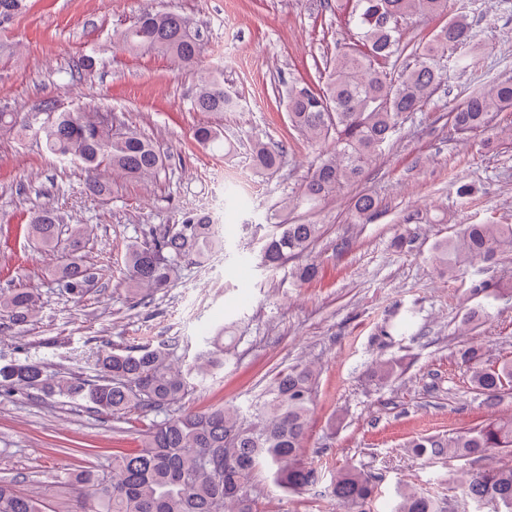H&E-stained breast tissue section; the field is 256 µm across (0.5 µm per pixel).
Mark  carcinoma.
<instances>
[{
    "label": "carcinoma",
    "instance_id": "cac0c4a2",
    "mask_svg": "<svg viewBox=\"0 0 512 512\" xmlns=\"http://www.w3.org/2000/svg\"><path fill=\"white\" fill-rule=\"evenodd\" d=\"M24 8V0H0V25ZM336 9L355 23V42L336 48L334 67L326 85L293 81L285 108L290 125L312 145L324 150L311 163L300 198L293 206H316L347 185L360 181L383 146L396 133L403 114L416 112L441 83L439 60L450 49L474 41L472 24L464 14L448 16V0H336ZM448 16L423 44L404 41V24L416 16ZM199 32L182 15L144 10L115 35L129 52L149 51L168 56L186 68L198 65ZM407 54L398 78L388 75L392 58ZM241 106L216 68L200 76L191 98L195 112H232ZM512 107V78L498 80L470 95L449 113L460 134L485 130L495 112ZM46 118L38 128L46 149L81 164L87 172L86 190L101 193L107 182L101 173L129 179H149L162 165L155 146L117 121H107L99 109L58 111L45 102ZM31 130L19 112H0V131L18 135ZM194 140L211 150H228L223 133L211 126L194 130ZM285 147L256 141L251 161L260 171L279 169ZM377 202L359 195L353 205L356 222L376 215ZM29 236L63 255L54 277L61 291L81 299L95 286L97 273L84 264L81 244L85 224H65L57 210L41 207L30 212ZM322 235L319 224H277L261 251L266 266L277 269L298 258ZM222 247L215 225L194 212H183L178 223L152 239L135 242L125 253L129 291L143 302L170 287L183 264H202ZM435 260L451 268L459 259L492 262L512 252V224H467L462 232L434 246ZM39 308V296L24 288L0 289V328H21ZM168 343L156 348L98 352L94 375L54 376L38 360L0 366V397L11 398L36 390L45 396L85 403L100 415H123L132 410L151 420L141 447L112 450V470L87 468L75 476L80 486L76 512H261V492L253 490L260 467H267L276 486L286 492L316 485V470L305 461L303 444L317 388L307 366L295 365L277 373L247 420L228 404L206 409L182 406L194 388L224 366V351L203 350L191 365H175ZM462 361L471 383L487 402L512 391V362L486 364L476 351L465 350ZM418 457L446 456L476 463L496 450L512 454V415L480 422L446 437L424 436L411 442ZM460 486L466 501L495 503L512 512V466L462 471ZM326 495L344 512H373L379 499L376 478L352 465L336 471ZM390 512H453L448 504L424 492L398 487ZM0 512H43L40 500L0 481Z\"/></svg>",
    "mask_w": 512,
    "mask_h": 512
}]
</instances>
